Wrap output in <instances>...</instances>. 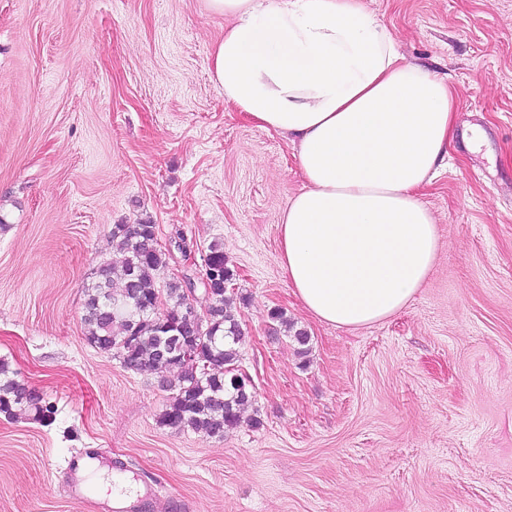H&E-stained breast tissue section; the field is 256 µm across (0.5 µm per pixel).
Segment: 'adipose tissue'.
I'll use <instances>...</instances> for the list:
<instances>
[{
  "mask_svg": "<svg viewBox=\"0 0 512 512\" xmlns=\"http://www.w3.org/2000/svg\"><path fill=\"white\" fill-rule=\"evenodd\" d=\"M224 99L295 148L305 190L280 218L281 269L318 321L358 329L403 310L440 237L419 191L453 134L447 82L404 61L361 0H208Z\"/></svg>",
  "mask_w": 512,
  "mask_h": 512,
  "instance_id": "obj_1",
  "label": "adipose tissue"
}]
</instances>
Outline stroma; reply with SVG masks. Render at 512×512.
<instances>
[{
  "instance_id": "1",
  "label": "stroma",
  "mask_w": 512,
  "mask_h": 512,
  "mask_svg": "<svg viewBox=\"0 0 512 512\" xmlns=\"http://www.w3.org/2000/svg\"><path fill=\"white\" fill-rule=\"evenodd\" d=\"M362 2L457 99L421 191L436 262L405 309L351 330L282 274L305 181L210 79L229 19L208 0H0V359L56 406L48 426L0 414V512H95L70 494L75 453L152 485L144 512H512V0ZM146 220L193 277L224 249L255 393L224 436L160 427L157 375L85 340L113 225Z\"/></svg>"
}]
</instances>
